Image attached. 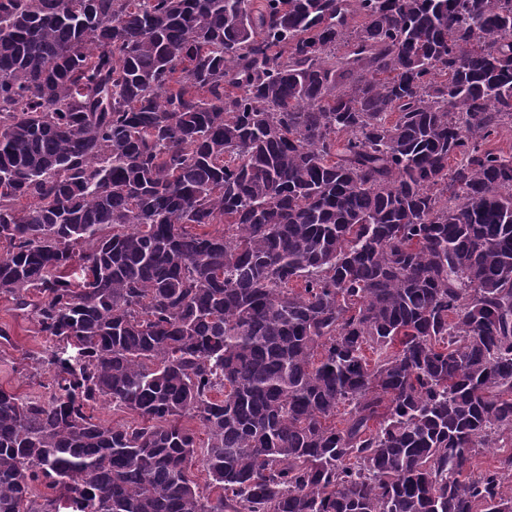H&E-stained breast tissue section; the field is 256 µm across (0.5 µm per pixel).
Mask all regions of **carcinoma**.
<instances>
[{
  "instance_id": "1",
  "label": "carcinoma",
  "mask_w": 512,
  "mask_h": 512,
  "mask_svg": "<svg viewBox=\"0 0 512 512\" xmlns=\"http://www.w3.org/2000/svg\"><path fill=\"white\" fill-rule=\"evenodd\" d=\"M506 122L512 0H0V512H512ZM12 305L0 298V324L11 329L13 347L1 351L0 348V384L16 389L24 394L42 393L38 385L39 378L30 376L28 361L24 359L31 351L53 349V342H47L44 336L35 333L34 324L27 317L11 310Z\"/></svg>"
}]
</instances>
